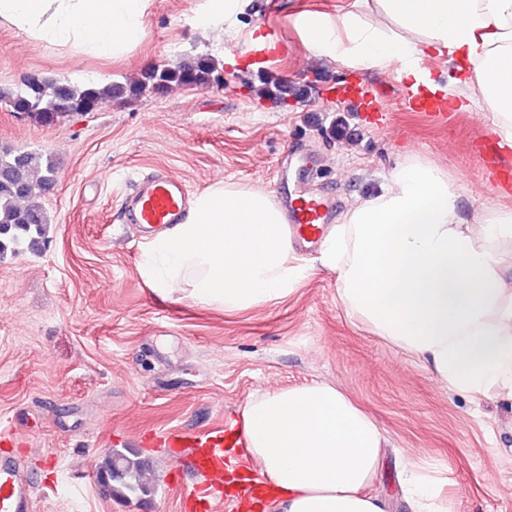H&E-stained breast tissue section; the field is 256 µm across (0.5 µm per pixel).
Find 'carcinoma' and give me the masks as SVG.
I'll use <instances>...</instances> for the list:
<instances>
[{
  "mask_svg": "<svg viewBox=\"0 0 512 512\" xmlns=\"http://www.w3.org/2000/svg\"><path fill=\"white\" fill-rule=\"evenodd\" d=\"M222 63L204 53L143 71L125 82L72 85L42 79L20 82L14 88H0V102L14 112L34 117L44 125L56 123L62 107L72 105L95 109L108 99L129 103L148 93H163L172 87L208 85L218 77ZM257 95L271 100L286 95L282 81L270 76L260 79ZM56 182V162L52 155L39 151L16 152L0 147V257L23 241L39 249V239L48 224L41 195ZM98 476L108 480L107 491L122 501H130L150 492L144 464L118 449L109 450L96 465Z\"/></svg>",
  "mask_w": 512,
  "mask_h": 512,
  "instance_id": "cac0c4a2",
  "label": "carcinoma"
}]
</instances>
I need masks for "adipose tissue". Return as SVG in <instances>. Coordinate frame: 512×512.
<instances>
[{
  "label": "adipose tissue",
  "instance_id": "adipose-tissue-1",
  "mask_svg": "<svg viewBox=\"0 0 512 512\" xmlns=\"http://www.w3.org/2000/svg\"><path fill=\"white\" fill-rule=\"evenodd\" d=\"M150 0H0V23L77 55L123 57L141 41ZM297 25L311 54L353 69L394 67L399 82L483 105L512 149V0H361ZM432 56L457 76L441 84L419 66ZM345 312L414 354L448 390L512 400V210L466 219L454 183L416 158L333 225L320 246ZM308 268L283 210L262 190L216 183L190 220L157 232L138 266L160 296L243 311L288 296ZM245 451L266 479L274 512H386L371 493L386 437L336 387L319 383L250 400ZM411 512H444L443 481L400 477Z\"/></svg>",
  "mask_w": 512,
  "mask_h": 512
}]
</instances>
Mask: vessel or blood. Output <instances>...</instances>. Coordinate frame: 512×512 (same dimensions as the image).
<instances>
[{
  "label": "vessel or blood",
  "mask_w": 512,
  "mask_h": 512,
  "mask_svg": "<svg viewBox=\"0 0 512 512\" xmlns=\"http://www.w3.org/2000/svg\"><path fill=\"white\" fill-rule=\"evenodd\" d=\"M332 107L349 112H378L382 104L369 81L340 87L331 98ZM405 110L423 116L447 119L451 108L446 101L420 91L405 89ZM127 221L143 229H163L184 223L188 217V189L185 183L168 173L155 172L140 180L127 206ZM288 229L297 244L317 247L331 219L333 205L329 199L306 192L285 203ZM169 447L178 451L174 467L189 464L203 478L191 497L204 512H212L224 486L225 469L236 448L242 447L243 435L238 427L212 428L199 432L174 431L167 437ZM35 481L31 472L14 456L11 449L0 450V512H33Z\"/></svg>",
  "instance_id": "1"
}]
</instances>
